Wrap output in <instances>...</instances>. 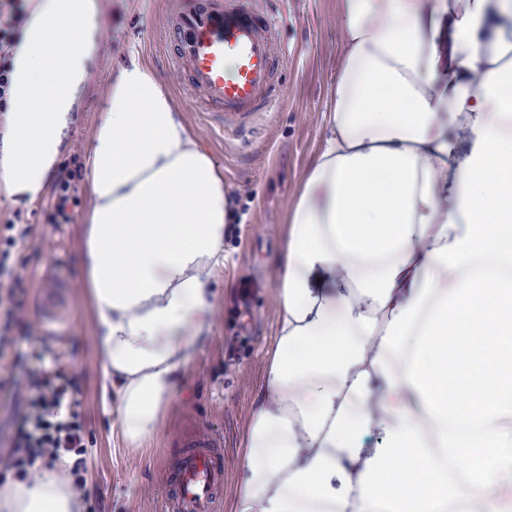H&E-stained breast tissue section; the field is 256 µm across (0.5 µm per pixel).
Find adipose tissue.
Wrapping results in <instances>:
<instances>
[{
	"label": "adipose tissue",
	"mask_w": 512,
	"mask_h": 512,
	"mask_svg": "<svg viewBox=\"0 0 512 512\" xmlns=\"http://www.w3.org/2000/svg\"><path fill=\"white\" fill-rule=\"evenodd\" d=\"M510 21L512 0H343L342 65L288 219L276 345L232 512H512ZM98 27L97 0L28 13L0 153L8 195L47 196ZM457 129L471 135L462 153ZM85 166L81 268L103 399L137 445L209 331L224 173L134 52ZM0 512L78 509L47 471L0 481Z\"/></svg>",
	"instance_id": "ef3b65f1"
}]
</instances>
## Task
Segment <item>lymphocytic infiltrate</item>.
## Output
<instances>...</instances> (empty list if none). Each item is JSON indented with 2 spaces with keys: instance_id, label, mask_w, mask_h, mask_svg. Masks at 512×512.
I'll list each match as a JSON object with an SVG mask.
<instances>
[{
  "instance_id": "obj_1",
  "label": "lymphocytic infiltrate",
  "mask_w": 512,
  "mask_h": 512,
  "mask_svg": "<svg viewBox=\"0 0 512 512\" xmlns=\"http://www.w3.org/2000/svg\"><path fill=\"white\" fill-rule=\"evenodd\" d=\"M26 17L24 0H0V107L11 84V55ZM83 179L78 159H71L53 183L54 204L47 209L48 224L72 223L82 206ZM33 227L14 218L0 224V390L9 391L16 410L14 429L0 447V473L18 471L30 477L54 469L64 457L74 460L65 478L71 493L88 500L91 490L83 475L87 429L79 412V388L65 362L44 364L41 356L21 349L29 336L23 318L27 278L19 246L32 239Z\"/></svg>"
}]
</instances>
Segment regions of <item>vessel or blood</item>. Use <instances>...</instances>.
Instances as JSON below:
<instances>
[{
  "label": "vessel or blood",
  "mask_w": 512,
  "mask_h": 512,
  "mask_svg": "<svg viewBox=\"0 0 512 512\" xmlns=\"http://www.w3.org/2000/svg\"><path fill=\"white\" fill-rule=\"evenodd\" d=\"M164 41L169 66L225 132H251L280 105L287 52L276 19L248 0H179ZM223 488L224 440L206 425L167 469L162 512H220Z\"/></svg>",
  "instance_id": "1"
}]
</instances>
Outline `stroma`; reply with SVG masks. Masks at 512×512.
<instances>
[{
	"label": "stroma",
	"instance_id": "1",
	"mask_svg": "<svg viewBox=\"0 0 512 512\" xmlns=\"http://www.w3.org/2000/svg\"><path fill=\"white\" fill-rule=\"evenodd\" d=\"M170 0H99L102 28L90 69L84 109L65 132V153H87L113 70L128 51L140 53L170 88L203 149L224 169V185L238 201L236 224L224 230V263L213 275L210 332L183 369V382L154 433L127 445L113 432L116 410L102 399L95 319L86 307L80 270L81 224H46V200L33 203L0 191V224L21 215L33 237L21 250L32 278L25 319L44 336L49 355H64L80 390L89 445L84 476L99 498L82 512H159V471L177 457L197 421L212 419L224 437V503L231 512L245 440L263 395L280 315L278 256L286 219L324 143L331 90L344 48L342 0H264L280 20L288 47L282 106L265 117L258 135L225 134L184 77L170 70L164 48Z\"/></svg>",
	"mask_w": 512,
	"mask_h": 512
}]
</instances>
